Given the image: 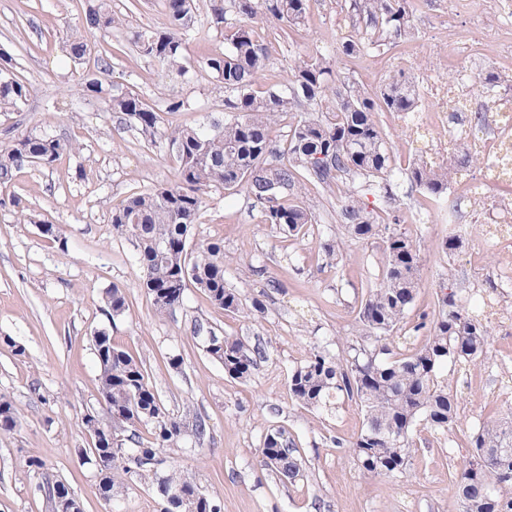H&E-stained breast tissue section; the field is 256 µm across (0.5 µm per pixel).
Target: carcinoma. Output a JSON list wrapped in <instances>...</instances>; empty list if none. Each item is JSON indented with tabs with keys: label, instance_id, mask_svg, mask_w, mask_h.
Here are the masks:
<instances>
[{
	"label": "carcinoma",
	"instance_id": "carcinoma-1",
	"mask_svg": "<svg viewBox=\"0 0 512 512\" xmlns=\"http://www.w3.org/2000/svg\"><path fill=\"white\" fill-rule=\"evenodd\" d=\"M308 8L309 0H212L214 26L224 23L228 13L238 20L224 34V50L205 58V67L224 84L222 122L163 126L161 115L139 95L108 80L107 64L84 74L81 90L103 101L106 111L124 116L146 140L164 129L176 159L174 181L134 192L112 207V234L133 243L142 287L160 315L181 306L190 288L203 291L213 306L245 318L264 312L260 299L246 307L240 294L224 284L223 241L189 246L209 190H244L263 223L302 239L316 223V205L302 196L307 185L347 187L340 200L339 223L356 239L378 241L384 255L381 275L361 301L359 340L342 353L314 348L290 371L289 396L307 409L329 410L339 396L358 402L364 421L350 448L359 467L372 476L402 474L410 464L416 424L422 421L443 434L456 420L457 403L442 369L450 362L467 366L485 358L489 334L475 311L463 305L460 293L452 290L440 294L430 323L414 327L416 332L429 328L423 343L405 334L401 346L389 348L386 340L401 330L414 303L422 257L417 242L397 228L396 216L369 208L359 188L366 186L393 203L397 180L405 178L437 200L447 193L452 176L479 160L460 149L438 165L420 159L404 169L393 166L376 113L417 108L414 82L403 72L389 75L368 94L340 79L327 57L316 52L298 58L285 84L256 92L253 86L270 63L265 22L274 19L287 28L299 27ZM195 10V0H166L161 26L134 39L138 54L168 77L187 73L184 51L199 33ZM348 13L358 26L337 47L344 56L414 35L411 0H349ZM124 25L126 18L112 11L109 0H85L80 25L66 36L67 58L81 63L92 52V33ZM17 68L15 58L0 52V112H17L27 101L29 87ZM475 79L488 91L512 81L493 70L482 71ZM293 112L299 118L282 142L272 135V127ZM79 150V144L46 131L3 142L0 184L12 182L26 167L51 166ZM341 245L338 234L320 243L327 263H339ZM104 304L113 318L129 309L125 291L117 286L106 292ZM193 338L226 374L243 382L252 377L264 355L241 338L218 336L202 322L194 325ZM93 349L104 415L87 414L86 429L110 425L114 432L112 446L83 448L81 455L92 465L98 455L109 457V472L99 482L101 496H114L122 477L133 475L155 487L164 483L172 504L195 498L199 512H221V504L192 482L174 473L161 475L166 465L162 450L188 436L203 444L205 421L198 418L189 426L170 413L142 362L116 347L105 330L94 332ZM17 423L11 400L0 395V433L13 431ZM143 427L147 438L142 436ZM469 448L467 465L455 479L462 512H512V415L483 423L469 436ZM260 457L262 466L283 482L304 477L303 458L283 429L266 433Z\"/></svg>",
	"mask_w": 512,
	"mask_h": 512
}]
</instances>
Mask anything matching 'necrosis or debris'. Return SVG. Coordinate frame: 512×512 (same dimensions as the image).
Returning a JSON list of instances; mask_svg holds the SVG:
<instances>
[{
	"instance_id": "1",
	"label": "necrosis or debris",
	"mask_w": 512,
	"mask_h": 512,
	"mask_svg": "<svg viewBox=\"0 0 512 512\" xmlns=\"http://www.w3.org/2000/svg\"><path fill=\"white\" fill-rule=\"evenodd\" d=\"M497 25L493 38L497 50L491 58L500 69L512 68V0H493ZM418 97L431 98L429 108L402 113L408 129L405 150L433 162L464 148L478 154V175L458 179L450 191L451 220L457 229L474 233L476 244L469 254L472 265L483 264L486 250H496L493 276L501 287L512 288V202L495 197L502 182L501 168L512 171V99H486L468 71L457 82H447L438 72L422 75L415 83ZM495 207L497 220L473 229L469 216Z\"/></svg>"
}]
</instances>
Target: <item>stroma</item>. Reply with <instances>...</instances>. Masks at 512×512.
<instances>
[{
  "instance_id": "1",
  "label": "stroma",
  "mask_w": 512,
  "mask_h": 512,
  "mask_svg": "<svg viewBox=\"0 0 512 512\" xmlns=\"http://www.w3.org/2000/svg\"><path fill=\"white\" fill-rule=\"evenodd\" d=\"M164 0H112L126 18L124 29L92 36L93 54L71 65L62 50L66 34L83 14L84 0H0V51L21 65L29 85L19 112L0 113V141L41 129L81 146L79 154L54 167H27L8 185H0V394L13 403L16 429L0 433V512H50L42 489L61 481L82 512H160L152 488L139 479L125 481L112 503L99 493L94 466L84 463L87 445L83 418L100 409L98 369L92 336L106 330L115 345L145 365L149 381L174 414L198 413L207 420L204 445L187 438L166 449L178 475L220 499L224 512H461L453 474L469 459L468 436L490 414L512 413V402L492 399V392L512 389V328L490 326L488 360L444 370L457 401V421L443 436L424 425L412 435L411 466L406 473L371 476L358 466L349 446L363 425V413L351 400H337L333 410H306L288 395L290 370L314 347L338 353L358 337L357 307L373 283L381 253L370 241L345 239L339 265H326L315 238L286 239L261 221L245 192L214 190L192 229L193 242L220 239L227 265L224 278L243 302L260 298L263 314L252 319L213 306L197 289L183 304L161 316L139 285L134 247L112 234L111 208L127 195L173 181L174 162L165 140L148 143L133 128L107 112L102 101L84 98L83 70L98 56L108 57L110 79L159 107L171 97L185 108L173 123L194 127L222 118L224 87L203 61L222 50L224 36L210 28V0H197L196 40L185 54V78H162L157 66L140 57L135 32L161 25ZM413 38L371 49L361 62L337 55L345 32L337 18L346 16L344 0H310L304 27L289 30L270 45V67L258 90L279 85L295 60L309 52L329 55L333 68L367 92H375L392 61L402 53L416 58V72L437 70L453 78L459 64L448 54L445 32L472 27L469 14H449L448 0H413ZM393 206L399 227L416 239L423 263L408 325L432 313L445 287L476 300L494 288L488 267H471V239L448 255L440 244L451 231L446 215L432 209L417 215L422 191L401 185ZM18 197L21 207L8 205ZM59 226L66 246L47 239L23 213ZM123 288L130 308L110 318L103 297ZM221 336L242 337L264 347L250 380L230 378L192 336L194 321ZM180 358L171 367L170 358ZM273 427L294 439L305 461V476L279 481L260 464L259 449ZM343 438L345 447L331 445ZM42 469H30L29 457Z\"/></svg>"
}]
</instances>
